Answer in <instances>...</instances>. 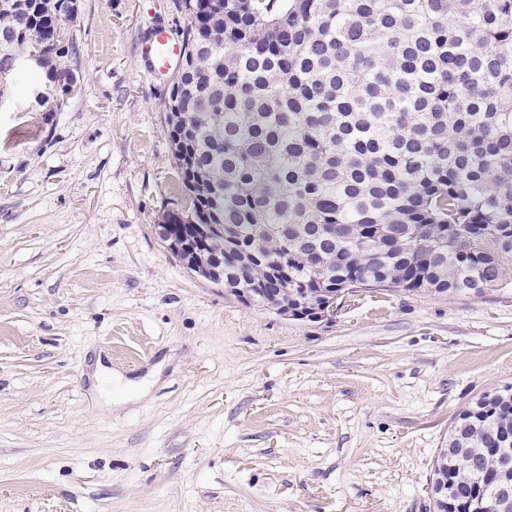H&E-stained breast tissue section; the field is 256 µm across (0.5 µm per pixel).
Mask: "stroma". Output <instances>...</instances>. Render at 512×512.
<instances>
[{"mask_svg": "<svg viewBox=\"0 0 512 512\" xmlns=\"http://www.w3.org/2000/svg\"><path fill=\"white\" fill-rule=\"evenodd\" d=\"M174 0H79L57 103L0 82V512H434L455 415L512 385V292L241 303L159 236ZM141 380L145 396L92 363ZM141 52L152 61L156 73L165 75L173 72L179 62L182 43L175 31L156 28L142 42Z\"/></svg>", "mask_w": 512, "mask_h": 512, "instance_id": "35a3bbf8", "label": "stroma"}]
</instances>
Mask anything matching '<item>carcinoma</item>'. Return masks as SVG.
I'll return each instance as SVG.
<instances>
[{
  "mask_svg": "<svg viewBox=\"0 0 512 512\" xmlns=\"http://www.w3.org/2000/svg\"><path fill=\"white\" fill-rule=\"evenodd\" d=\"M188 22L165 125L182 207L165 240L264 307L343 288L479 297L512 288V0H175ZM68 0H0V74L76 75ZM197 224H224L205 246ZM512 386L456 415L432 481L484 512L512 459ZM465 447L461 458L448 448Z\"/></svg>",
  "mask_w": 512,
  "mask_h": 512,
  "instance_id": "1",
  "label": "carcinoma"
}]
</instances>
